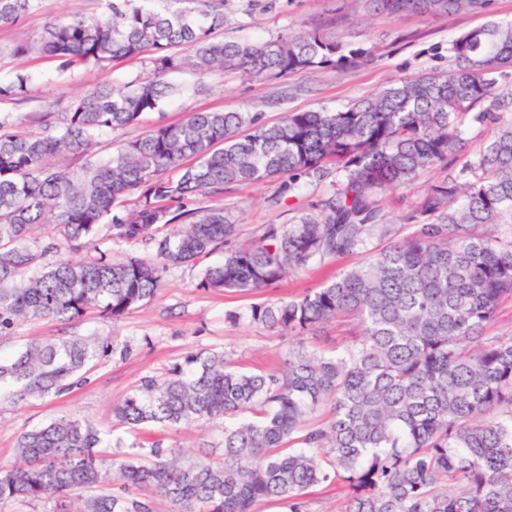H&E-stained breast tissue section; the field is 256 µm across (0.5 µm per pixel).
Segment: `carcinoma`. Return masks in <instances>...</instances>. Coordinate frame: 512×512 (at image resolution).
<instances>
[{"label": "carcinoma", "instance_id": "obj_1", "mask_svg": "<svg viewBox=\"0 0 512 512\" xmlns=\"http://www.w3.org/2000/svg\"><path fill=\"white\" fill-rule=\"evenodd\" d=\"M39 0H0V26ZM99 15L53 17L41 38L12 54L39 53L62 71L146 60L150 73L122 87L101 83L48 112L38 132L0 114V339L24 319L70 322L93 309L115 321L159 291L162 273L207 258V290L253 294L310 262L369 256L294 299L251 305L250 322L317 335L348 319L342 349L303 343L282 371L242 370L222 351L190 352L166 377H144L114 407L132 432L206 421L222 428L224 458L184 460L167 438L147 448L116 441L100 451L90 422L60 417L21 433L19 465H0V501H52V512H256L263 502L309 512L307 490L342 485V512H512V334H486L512 301V23L490 20L454 39L455 67L403 79L345 109L286 112L268 124L249 112H190L102 158L98 137L161 109L172 73L237 70L256 81L368 59L361 46L318 28L261 42L216 40L226 0H104ZM391 14L488 11L492 0H371ZM31 76L0 77L1 99H23ZM472 127L493 136L464 154ZM438 170L401 224L383 198H408ZM336 175L334 191L295 224H264L245 244L224 209L185 206L232 184L281 181L292 193ZM130 195L138 203L117 214ZM153 257L112 255L45 262L77 251L101 230L149 243L177 220ZM49 226L56 242L39 244ZM383 245L369 251L372 240ZM115 353L99 336L32 341L0 356V402L59 394ZM323 411L324 422L306 421Z\"/></svg>", "mask_w": 512, "mask_h": 512}]
</instances>
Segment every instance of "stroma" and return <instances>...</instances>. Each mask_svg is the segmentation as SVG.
<instances>
[{"label": "stroma", "instance_id": "35a3bbf8", "mask_svg": "<svg viewBox=\"0 0 512 512\" xmlns=\"http://www.w3.org/2000/svg\"><path fill=\"white\" fill-rule=\"evenodd\" d=\"M102 9L100 0H40L35 12L0 27V74L22 69L34 77L28 97L0 101V112L11 113L18 124L34 130L44 113L60 110L68 100L95 85L127 83L148 72L147 62L140 60L118 62L105 70L61 71L48 57L9 54L16 44L36 41L48 18L88 15ZM491 19L512 22V0H493L487 15L470 12L435 17L376 12L367 0H228L224 26L216 30V39L261 41L291 29L318 27L332 37L366 48L370 58L344 71L320 67L265 82L233 72L205 79L189 72L174 75L171 81L178 91L161 111L146 113L138 124L99 137L95 151L111 155L124 141L136 139L157 125L180 121L191 112H251L271 123L287 112L342 108L378 94L391 82L452 69L451 41ZM334 183L329 177L293 196L283 192L276 181L241 183L226 187L218 195L204 194L195 204L224 207L238 224V240L244 243L262 225L296 223L333 191ZM363 259L358 253L325 264L312 263L274 288L250 295L203 289V267L183 266L165 272L158 293L118 321L106 322L90 312L66 324L51 318L20 322L5 352L34 340L75 334L110 337L116 353L96 362L86 383L61 395L0 405V464L16 462L20 433L61 416L93 423L108 441L123 434V427L114 423L113 405L121 402L141 378L164 377L187 352L221 350L242 368L278 369L298 341L245 320L249 306L265 299L302 295ZM230 311L240 313L239 322L226 320ZM170 436L171 444L184 457H195L209 444L214 460L222 458L218 425L199 421L178 427Z\"/></svg>", "mask_w": 512, "mask_h": 512}]
</instances>
